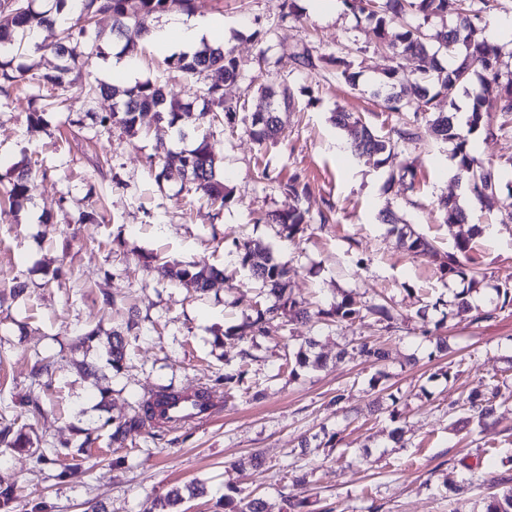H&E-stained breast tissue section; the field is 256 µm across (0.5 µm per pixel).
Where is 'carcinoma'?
<instances>
[{
  "label": "carcinoma",
  "instance_id": "obj_1",
  "mask_svg": "<svg viewBox=\"0 0 512 512\" xmlns=\"http://www.w3.org/2000/svg\"><path fill=\"white\" fill-rule=\"evenodd\" d=\"M195 0H52L48 8L41 7L37 0H0V51H10L11 58L0 61V95L10 97L9 89L23 85L35 91L27 120L33 125H48L47 116L57 111V101L42 99L41 88L51 85L66 90L88 75L95 59L102 55L97 42L87 43L85 39L88 27L99 14L112 16L119 34L126 36V44H131L137 33L146 32L150 21L157 14L178 7L184 13L194 11ZM344 6L355 14H362L375 21L376 27L385 30L390 23H397L402 32L397 39L388 44L391 55L413 56L429 65L420 71L419 98L415 101L404 98L396 91L397 70L394 67L384 72V77L374 94L381 97L383 107L388 112L403 116L402 126L396 130L397 139L376 133L361 117L350 112L338 111L333 114L334 123L347 135L349 146L358 155H377L390 152L396 141L413 142L420 138L426 129L436 137L453 144V158L456 160L458 178L463 180L478 204L488 210L500 203L506 204L508 211L502 221H512V183L502 182L492 169L479 163L469 150L470 136L479 130L493 136L498 132L512 130V70L504 71L500 67V47L476 38L482 22L488 14L499 7L498 0H343ZM449 18L452 23L434 31L424 28V23L432 18ZM422 22L414 24V19ZM41 28H57L60 37L51 47V52L59 59L54 70L34 72L19 60L17 52L21 42ZM444 51L450 59H461L453 67H444L437 60L439 51ZM293 58L310 70L323 69L332 64L340 68V76L347 82H356V73L349 71V64L332 54L313 55L304 47L294 52ZM169 67L187 75L203 72L217 73L223 82H236L244 79L243 68L232 49L225 46H213L207 42L191 54L181 53L169 58ZM477 79L479 89L472 98L466 124L460 126L453 112L434 111V99L441 94L448 96V105H453V96L457 88ZM87 92L96 96H111L121 101L118 110L96 116V121L106 129L120 127L131 129L149 119L154 122H166L171 127L179 125L182 117L189 111L188 105L171 95L166 81L150 80L138 82L119 89L105 82L85 84ZM260 94L266 100V109L253 114L252 134L260 141H274L284 131L280 118L283 109L295 104L293 88L286 82L270 83L260 87ZM492 96L498 104V116L489 120L483 112L486 97ZM203 107L200 116L204 123L212 128L224 123H233L237 108L224 101V86L211 82L203 88ZM209 133L201 134L197 145L192 149L175 152L166 146L160 147L158 160H149L156 180L167 177L169 170L175 168L189 181L194 190L207 198L218 209L230 200L225 192L224 181L217 175L215 160L210 150ZM0 184L5 187L4 197L9 203L26 198L32 185L31 171L24 166H13L0 174ZM278 188L292 201L284 209L260 213L253 218L254 223L274 224L285 239H293L303 234L315 218L302 210L298 203L308 192L307 184L297 174L286 181H279ZM438 208L446 224H463L468 215L460 204L450 198H442ZM382 221L391 225V232L398 235L408 250L426 254L432 251L430 243L414 233L408 225L392 223L385 214ZM238 263L249 270L251 277L261 282L269 292L276 296L277 303L257 309L256 319L249 325L253 333L264 332L267 321L281 317H306L309 314L304 302L288 293V281L293 269L284 263L263 257L252 247L249 240H234ZM472 248L467 239L456 241L454 250L447 255L442 271L448 278L465 284L461 291L454 293L452 299L443 303L448 313L454 310L474 309L472 322L480 323L490 319L491 313L480 307H471L470 295L481 287V268L471 255ZM160 273L178 281L183 287L204 294L218 281L224 280V271L206 265L193 264L176 269L168 263L160 266ZM379 316V320L392 323L390 310L384 305H360L349 295L332 303L327 309H319L316 315L326 322L352 326L362 323L366 314ZM135 325L134 317H129L126 330L105 331L100 327L81 334V347L101 349L106 365L115 373L120 372L129 356L127 332ZM357 355L372 367L383 364L386 351L378 338L364 337L355 346ZM285 364L296 363L300 366L317 367L320 360L310 358L308 351L299 348L284 353ZM248 370L243 368L234 374H226L199 389L196 397L206 400L217 385H243ZM179 391L172 386H162L151 397L139 404L129 416L112 422L110 439L114 444H123L129 431L142 427L155 419L154 408L176 398ZM496 389L485 383H479L467 396L463 409L478 426H486L493 421L495 414ZM95 439L91 433H85L81 442L68 443L54 449L56 457L76 460L85 454ZM224 512H268V504L257 497L242 495L236 490L232 495L224 496ZM485 512H512V487H507L489 501Z\"/></svg>",
  "mask_w": 512,
  "mask_h": 512
}]
</instances>
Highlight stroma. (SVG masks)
Returning a JSON list of instances; mask_svg holds the SVG:
<instances>
[{
    "label": "stroma",
    "mask_w": 512,
    "mask_h": 512,
    "mask_svg": "<svg viewBox=\"0 0 512 512\" xmlns=\"http://www.w3.org/2000/svg\"><path fill=\"white\" fill-rule=\"evenodd\" d=\"M283 0H195V13L224 21V44L233 49L256 85L225 86L226 100L239 103L236 120L211 140L216 163L232 193L223 212L213 211L178 175L156 181L148 166L157 145L190 147L198 120L182 129L152 124L126 133L104 130L86 120L106 112L112 101L90 99L72 88L45 129L27 122L30 92L20 87L0 100V164L30 163L34 187L17 210L0 207V290L13 279L27 284L22 296L0 300V428L29 425V448L0 444V486L14 498L0 512H145L174 486L201 487L180 512H222L225 493L239 488L284 508L292 493L289 473L306 475L314 512H482L512 480V307L497 309L494 284L512 278V223L480 208L465 182L458 180L452 146L423 137L403 145L401 154L380 162L337 152L344 134L330 120L344 110L361 116L382 135L397 121L373 91L388 67H396L405 93H412L419 61L390 60L378 52L373 24L351 13L342 0H295L300 21L280 20ZM344 59L358 72L349 85L335 69L294 67L290 55L303 44ZM134 79L163 77L181 99L201 105L200 80L169 69L165 54L145 40L132 53ZM284 80L295 89L296 104L285 130L274 142L258 144L248 134L251 115L263 106L257 87ZM84 116L71 127L67 116ZM469 149L512 178V133L493 138L477 133ZM265 159L272 175H300L309 186L301 205L311 215L334 209V222L294 240L276 227L254 223L256 213L288 206L276 184L257 177L255 162ZM414 178H399L402 165ZM457 198L469 220L447 225L437 209L440 197ZM97 209L104 219L79 224V212ZM390 209L437 249L417 258L401 247L378 219ZM472 236L473 254L486 274V288L472 302L492 311L491 319L471 324L464 311L443 317L437 299L458 291V282L441 274L440 257L456 238ZM248 239L295 269V297L321 305L353 295L370 304L388 302L397 326L387 341L386 377H377L348 344L351 330L317 320H275L265 335L248 344L227 338L230 328L255 316L267 302L261 283L251 280L233 253L234 239ZM224 269L227 280L208 294L188 292L162 278L148 254ZM61 269L47 281L44 273ZM113 305H105V298ZM139 313L136 340L126 370L102 367L98 350L76 347L81 330L124 325L129 309ZM225 334L216 345V334ZM448 348L438 351V336ZM316 342L324 368L282 365L285 347ZM253 355L248 390L213 393L220 411L205 423L131 431L123 447L112 446L106 419L124 418L133 406L162 385L193 391L240 364L241 348ZM50 358L55 371L35 384L32 367ZM96 365L80 373L77 361ZM456 372L446 381L445 371ZM500 380L493 424H465L462 401L483 379ZM112 392L109 409L99 406L101 389ZM342 409L330 404L336 391ZM40 396L42 415L26 412L29 396ZM398 421H391V411ZM402 427L403 444L390 438ZM94 430L97 442L78 459L77 469L41 460V451L59 447L73 428ZM336 436L335 447L302 452V439ZM265 464L240 471L251 454Z\"/></svg>",
    "instance_id": "obj_1"
}]
</instances>
